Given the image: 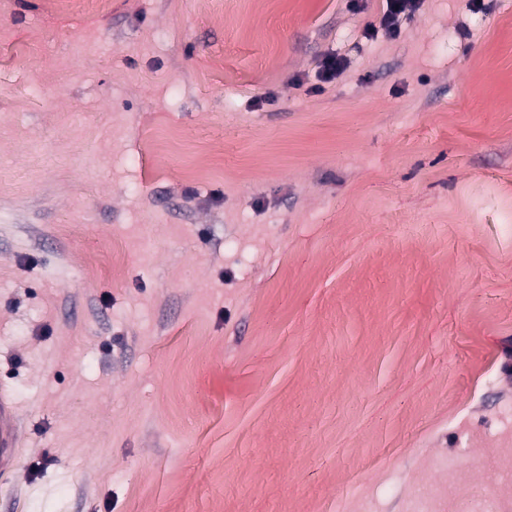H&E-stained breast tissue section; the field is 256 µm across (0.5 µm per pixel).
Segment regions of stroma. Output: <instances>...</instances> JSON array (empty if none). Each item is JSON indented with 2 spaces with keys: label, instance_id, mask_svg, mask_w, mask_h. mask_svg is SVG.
<instances>
[{
  "label": "stroma",
  "instance_id": "1",
  "mask_svg": "<svg viewBox=\"0 0 512 512\" xmlns=\"http://www.w3.org/2000/svg\"><path fill=\"white\" fill-rule=\"evenodd\" d=\"M466 3L0 0V512L512 505V0ZM383 11L379 18V24L388 32L396 35L401 15L413 12L418 8L422 0H385ZM345 58L336 54L324 56L318 64V76L321 82L330 83L340 76L345 69ZM19 441L18 417L8 394L0 392V472H11L16 466Z\"/></svg>",
  "mask_w": 512,
  "mask_h": 512
}]
</instances>
